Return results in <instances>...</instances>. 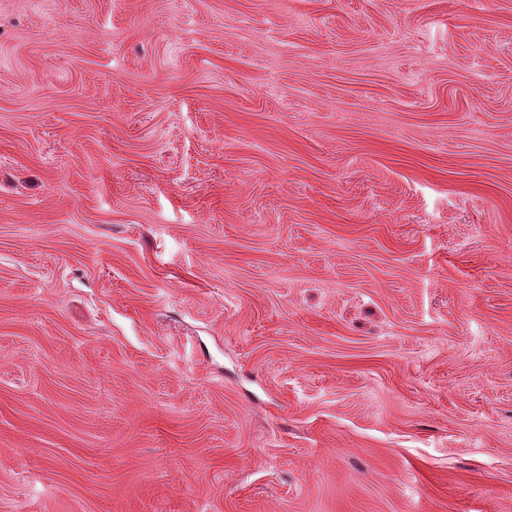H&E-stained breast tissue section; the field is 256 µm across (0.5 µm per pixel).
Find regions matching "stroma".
<instances>
[{
  "instance_id": "1",
  "label": "stroma",
  "mask_w": 512,
  "mask_h": 512,
  "mask_svg": "<svg viewBox=\"0 0 512 512\" xmlns=\"http://www.w3.org/2000/svg\"><path fill=\"white\" fill-rule=\"evenodd\" d=\"M0 512H512V0H0Z\"/></svg>"
}]
</instances>
